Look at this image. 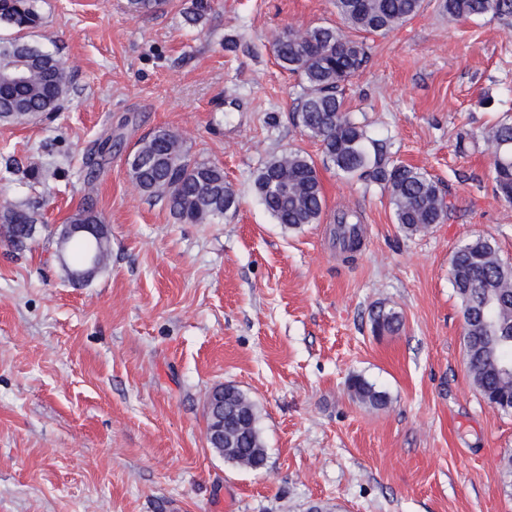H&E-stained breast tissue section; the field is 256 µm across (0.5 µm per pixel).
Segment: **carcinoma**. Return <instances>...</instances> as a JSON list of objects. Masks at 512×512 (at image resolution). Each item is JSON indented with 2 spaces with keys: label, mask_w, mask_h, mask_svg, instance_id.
<instances>
[{
  "label": "carcinoma",
  "mask_w": 512,
  "mask_h": 512,
  "mask_svg": "<svg viewBox=\"0 0 512 512\" xmlns=\"http://www.w3.org/2000/svg\"><path fill=\"white\" fill-rule=\"evenodd\" d=\"M165 3L126 0V7L134 15H148ZM422 4L423 0H334L337 14L349 28L371 35L399 27ZM441 8L452 20L487 14L512 16V0H441ZM41 22L37 0H0V23L16 33L12 39L0 40V126L25 124L36 114L58 111L68 91L71 76L58 53L33 46L22 36ZM274 53L279 66L303 85L297 123L319 138L324 160L348 179L386 187L395 221L407 234L441 223L449 204L437 184L419 169L391 160L386 142L369 137L344 107L340 86L363 69L368 59L366 43L338 28L316 26L281 33L274 42ZM21 63L27 78L22 83L8 81ZM483 138L494 150L498 191L512 201V119L503 118L484 131ZM110 154L112 133L108 132L86 157L90 172L100 171ZM126 164L142 192L164 196L172 214L183 223L212 222L237 209L238 198L224 182V168L207 161H188L179 137L169 129H159L144 140ZM254 189L265 209L288 230L321 222L325 198L319 172L315 161L299 149L266 160L256 172ZM100 222L93 205L87 203L55 230L60 249L69 256V261L62 262L68 277L93 256L99 258L98 265L86 280L98 275L105 267L111 238L108 232L99 239L66 238L65 225ZM334 224L340 250L358 251L362 225L356 212L339 211ZM0 226L5 229L4 241L16 250L35 240L36 220L28 207H0ZM450 277L462 308L466 363L476 387L486 399L512 398V265L502 261L493 239L478 237L455 250ZM369 321L378 335L396 333L402 326L401 314L382 304L371 308ZM347 388L369 407L380 408L388 402L386 392L360 375L351 376ZM224 418L234 420L225 429L224 460L251 469L263 467L267 453L259 410L233 385L224 386Z\"/></svg>",
  "instance_id": "cac0c4a2"
}]
</instances>
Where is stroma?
I'll use <instances>...</instances> for the list:
<instances>
[{
	"instance_id": "1",
	"label": "stroma",
	"mask_w": 512,
	"mask_h": 512,
	"mask_svg": "<svg viewBox=\"0 0 512 512\" xmlns=\"http://www.w3.org/2000/svg\"><path fill=\"white\" fill-rule=\"evenodd\" d=\"M441 0L384 36L343 87L345 107L392 159L434 180L447 218L409 235L389 192L325 164L292 120L301 88L275 36L342 27L332 0H191L136 16L126 0H39L33 45L72 74L53 119L0 126V205L35 206L24 251L0 241V512H512V412L468 372L450 259L478 237L512 264V202L480 134L512 115V17L449 21ZM224 169L236 210L181 224L126 160L154 131ZM121 137L104 170L85 156ZM475 134L458 152V134ZM317 163L321 223L284 229L253 190L272 155ZM92 202L111 231L105 269L65 275L55 227ZM357 211L345 260L333 219ZM403 317L374 335L372 305ZM359 375L387 392L370 409ZM232 384L260 411L267 464L233 467L207 438L206 398ZM347 388L356 399L369 407L380 408L388 402L387 393L376 388L362 376H351L347 382Z\"/></svg>"
}]
</instances>
